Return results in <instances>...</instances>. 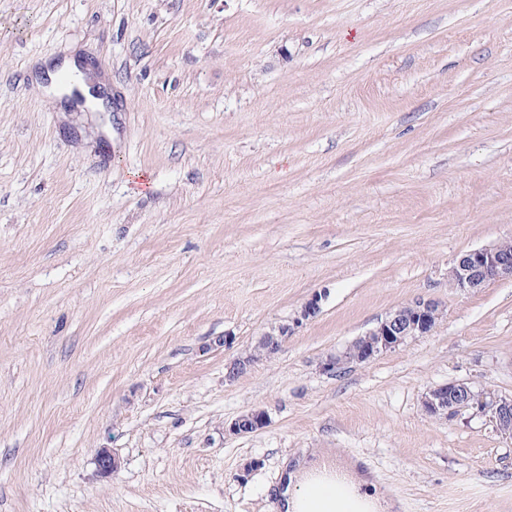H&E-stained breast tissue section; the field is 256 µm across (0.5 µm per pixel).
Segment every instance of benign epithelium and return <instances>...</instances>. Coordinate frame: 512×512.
<instances>
[{"label": "benign epithelium", "mask_w": 512, "mask_h": 512, "mask_svg": "<svg viewBox=\"0 0 512 512\" xmlns=\"http://www.w3.org/2000/svg\"><path fill=\"white\" fill-rule=\"evenodd\" d=\"M512 278V239L464 253L448 272L451 286L461 292H471L486 284ZM320 311V296H312L301 308L293 323L299 324ZM442 317L440 305L433 300L418 299L390 312L377 327L357 338L344 351L328 357L322 369L334 372L350 362L369 361L408 341L430 335ZM291 327L280 325L264 333L253 352L238 357L227 365L228 380L237 378L253 364L271 357L288 338ZM424 412L430 417L455 418L462 414L488 420L505 439H512V396L491 391H476L460 381H449L430 388L422 398ZM267 422L266 413L253 409L239 415L229 425L234 435L252 433ZM99 473L107 477L118 468V461L108 449L97 457Z\"/></svg>", "instance_id": "benign-epithelium-1"}]
</instances>
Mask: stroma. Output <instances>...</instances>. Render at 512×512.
Wrapping results in <instances>:
<instances>
[{"instance_id":"obj_1","label":"stroma","mask_w":512,"mask_h":512,"mask_svg":"<svg viewBox=\"0 0 512 512\" xmlns=\"http://www.w3.org/2000/svg\"><path fill=\"white\" fill-rule=\"evenodd\" d=\"M75 50L111 111L49 104ZM510 237L512 0H0V512H277L310 448L401 512H512V440L421 405L512 395V280L448 285ZM417 299L430 335L323 371ZM291 330L290 325L284 324L265 332L254 347L253 352L245 357L235 358L227 365V379L229 381L234 380L240 374L247 371L253 364L263 359L270 358L274 352H278L283 342L288 338ZM266 422V413L260 409H253L234 419L229 425L228 431L233 435L248 434L261 429Z\"/></svg>"}]
</instances>
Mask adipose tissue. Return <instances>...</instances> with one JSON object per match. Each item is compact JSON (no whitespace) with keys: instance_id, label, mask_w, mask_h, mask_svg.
<instances>
[{"instance_id":"adipose-tissue-1","label":"adipose tissue","mask_w":512,"mask_h":512,"mask_svg":"<svg viewBox=\"0 0 512 512\" xmlns=\"http://www.w3.org/2000/svg\"><path fill=\"white\" fill-rule=\"evenodd\" d=\"M328 488L335 497L329 512H399L400 500L383 489L360 459L326 449L283 459L278 490L280 512H310L314 491Z\"/></svg>"}]
</instances>
